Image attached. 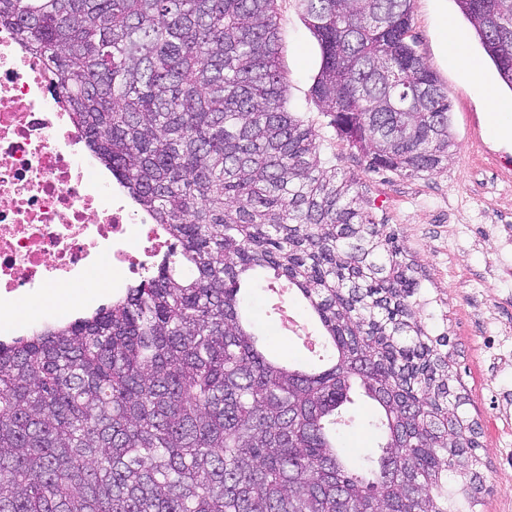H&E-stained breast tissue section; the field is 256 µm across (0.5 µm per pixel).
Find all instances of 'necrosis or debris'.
<instances>
[{
  "label": "necrosis or debris",
  "instance_id": "obj_1",
  "mask_svg": "<svg viewBox=\"0 0 512 512\" xmlns=\"http://www.w3.org/2000/svg\"><path fill=\"white\" fill-rule=\"evenodd\" d=\"M164 225L137 208L69 123L41 62L0 28V331L20 300L79 298L91 272L115 287L170 259Z\"/></svg>",
  "mask_w": 512,
  "mask_h": 512
}]
</instances>
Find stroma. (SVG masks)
<instances>
[{
    "mask_svg": "<svg viewBox=\"0 0 512 512\" xmlns=\"http://www.w3.org/2000/svg\"><path fill=\"white\" fill-rule=\"evenodd\" d=\"M411 33L429 68L448 90L454 145L443 170L415 177L372 170L364 155L329 125L311 87L320 50L302 19L298 0H277L280 66L288 82V111L312 123L326 155L356 180L376 223L395 229L422 283L421 310L435 333H447L448 352L477 420L483 490L479 512H512V141L492 138L484 89L502 102L512 89L499 78L455 0H412ZM453 24L471 55L483 58L480 82L466 78L446 57V24ZM251 317L270 356L315 362L323 344L320 324L286 283L259 286ZM352 422L341 430L346 454L360 461L378 436L366 428L377 404L357 396Z\"/></svg>",
    "mask_w": 512,
    "mask_h": 512,
    "instance_id": "stroma-1",
    "label": "stroma"
}]
</instances>
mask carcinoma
I'll return each instance as SVG.
<instances>
[{"mask_svg": "<svg viewBox=\"0 0 512 512\" xmlns=\"http://www.w3.org/2000/svg\"><path fill=\"white\" fill-rule=\"evenodd\" d=\"M277 0H0L100 163L167 228L171 266L86 319L0 341V512H472L478 423L397 234L286 109ZM311 92L372 169L440 170L448 90L411 0H299ZM512 88V0H456ZM288 283L328 365L258 345L243 291ZM359 385L382 409L340 453ZM458 488L448 486V474ZM469 510L460 509V502Z\"/></svg>", "mask_w": 512, "mask_h": 512, "instance_id": "cac0c4a2", "label": "carcinoma"}]
</instances>
